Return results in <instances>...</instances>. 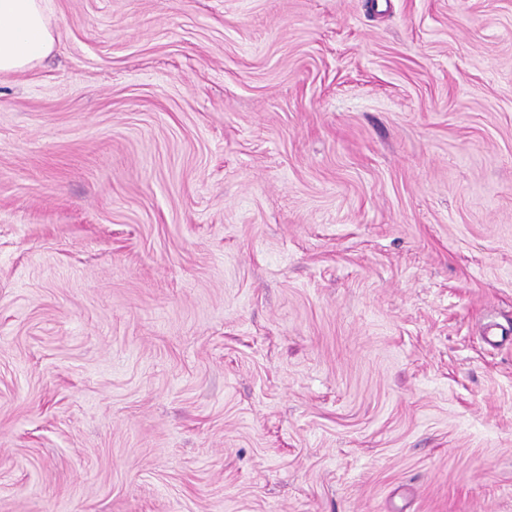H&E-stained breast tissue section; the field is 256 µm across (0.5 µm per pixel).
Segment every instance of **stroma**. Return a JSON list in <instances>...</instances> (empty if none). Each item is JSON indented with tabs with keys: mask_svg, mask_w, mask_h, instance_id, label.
Wrapping results in <instances>:
<instances>
[{
	"mask_svg": "<svg viewBox=\"0 0 512 512\" xmlns=\"http://www.w3.org/2000/svg\"><path fill=\"white\" fill-rule=\"evenodd\" d=\"M0 74V512H512V0H53Z\"/></svg>",
	"mask_w": 512,
	"mask_h": 512,
	"instance_id": "35a3bbf8",
	"label": "stroma"
}]
</instances>
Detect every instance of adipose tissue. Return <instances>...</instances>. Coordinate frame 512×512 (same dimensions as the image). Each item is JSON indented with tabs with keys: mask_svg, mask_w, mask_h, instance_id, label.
I'll return each instance as SVG.
<instances>
[{
	"mask_svg": "<svg viewBox=\"0 0 512 512\" xmlns=\"http://www.w3.org/2000/svg\"><path fill=\"white\" fill-rule=\"evenodd\" d=\"M52 0H0V73L24 70L53 50Z\"/></svg>",
	"mask_w": 512,
	"mask_h": 512,
	"instance_id": "1",
	"label": "adipose tissue"
}]
</instances>
